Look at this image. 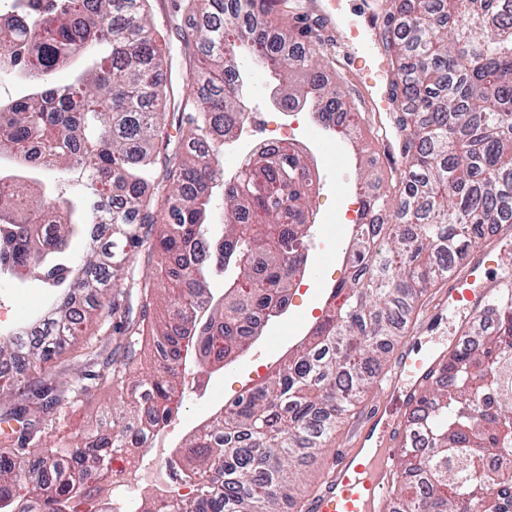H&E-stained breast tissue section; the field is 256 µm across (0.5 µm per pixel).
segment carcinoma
Returning <instances> with one entry per match:
<instances>
[{
	"instance_id": "1",
	"label": "carcinoma",
	"mask_w": 512,
	"mask_h": 512,
	"mask_svg": "<svg viewBox=\"0 0 512 512\" xmlns=\"http://www.w3.org/2000/svg\"><path fill=\"white\" fill-rule=\"evenodd\" d=\"M207 26L182 36V58L206 46L209 71L186 73L190 98L161 83L166 64L147 24L148 0H14L0 21V79L28 84L24 96L0 100V154L14 170L0 172V272L33 276L59 293L42 326L0 332V367L18 355L44 367L87 326H113L122 359L98 361L94 350L69 385L31 388L0 370V512H78L85 489L124 460L133 423L167 420L175 407L182 348L168 353L164 375L143 379L148 398L112 417V434L87 427L98 441L62 448L49 468L26 469L47 427L90 400L99 382L121 388L139 347L179 325L192 360L220 369L243 357L239 344L288 302L293 273L305 272L311 170L297 147L259 151L237 184H224L219 154L246 123L229 92L244 67L288 84L283 105L311 109L339 142L351 140L356 114L322 79L317 52H292L288 34L236 25L266 15L281 0H181ZM381 42L388 59L390 100L404 134L406 170L393 194L363 192L360 220L346 253L350 281L332 289L324 318L310 328L268 381L249 389L204 421L178 449L190 512H282L281 500L301 480L309 451L330 446L344 421L376 383L385 345L401 331L399 316L417 309L428 288L459 268L458 254L485 241L490 224H512V4L496 0H384ZM74 68L72 82L56 72ZM183 112L187 134L171 145L169 110ZM164 151L166 192L145 197V167ZM74 184V192L59 190ZM224 195L225 241L196 256ZM166 230L156 234L163 211ZM107 224L111 239L75 257L68 240ZM162 251L179 269L142 272L138 258ZM231 275L224 299L207 294L211 263ZM170 283L172 317L162 329L150 314L155 280ZM94 291L88 312L74 296ZM139 317L133 318V308ZM498 326L481 348L459 343L413 411L416 430L432 442L429 456L404 445L394 460L392 512H512V474L493 475L484 456L512 451V298L495 302ZM43 492L22 498L26 480Z\"/></svg>"
}]
</instances>
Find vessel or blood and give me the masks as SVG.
I'll use <instances>...</instances> for the list:
<instances>
[{"label":"vessel or blood","mask_w":512,"mask_h":512,"mask_svg":"<svg viewBox=\"0 0 512 512\" xmlns=\"http://www.w3.org/2000/svg\"><path fill=\"white\" fill-rule=\"evenodd\" d=\"M313 7L329 28L344 29L351 57L378 62L375 9L359 11L349 21L340 14L334 0H314ZM479 270L480 261L475 258L453 272L447 291L437 303L438 310L461 307L471 315L481 316L491 310L499 294L512 290V278L506 276L477 286ZM445 356L441 349L422 354L408 350L398 356L384 378L383 402L370 408L347 448L338 453L324 491L309 502L308 512H382L405 418L386 398L395 393L402 396L404 404L415 403Z\"/></svg>","instance_id":"obj_1"}]
</instances>
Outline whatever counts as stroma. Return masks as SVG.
<instances>
[{"mask_svg": "<svg viewBox=\"0 0 512 512\" xmlns=\"http://www.w3.org/2000/svg\"><path fill=\"white\" fill-rule=\"evenodd\" d=\"M294 2L295 9H273L265 15L263 23L272 30L286 28L298 45H320L326 59V74L340 87L347 105L359 115V152L339 156L331 150L313 155L316 188L311 195V208L316 223L307 254L309 274L301 284L291 288L287 312L268 323L260 340L246 357L222 370L208 372L199 390H185L182 405L168 428L171 443L175 446L181 445L192 428L206 419L218 405L233 402L247 388L261 383L264 373L287 356L321 315L329 289L348 281L351 276V269L344 259V249L349 226L355 222L360 209L361 199L354 190L355 183L362 174L371 172L379 176L380 190L388 191L396 184L398 174L403 169L399 162L398 139L392 138L390 131L378 123L375 114L368 112L357 96L353 85L356 70L346 58L348 47L344 36L324 28L319 17L310 11L309 0ZM178 3L179 0H150L149 22L159 46L175 42L179 31H190L192 26L205 22L204 15L199 14L192 22L174 27L173 17ZM243 79L248 86L243 100L254 117L253 123L244 129L245 137L257 141L263 138L265 129L288 128L293 132V142L303 151L310 152V135L316 124L309 110L297 108L288 111L276 104L273 82L263 72L245 71ZM442 292V287L438 286L426 295L422 307L412 313L406 328L388 344L387 361H394L416 335L421 336L424 342L440 347L450 345L461 315L451 310L435 315V304ZM52 301V292L39 281L18 284L1 279L0 328L8 330L18 323L38 319ZM427 317L432 320L431 327L429 331H420L419 325ZM103 338L102 330L98 326H91L86 336L67 345L45 368L26 369L23 374L25 383L61 384L74 379L85 353L90 347L100 344ZM153 349V344L144 345L124 392H117L108 383L99 387L95 395L72 412L65 423L49 429L42 447L36 451L37 456L46 457L48 451L56 449L63 442L80 443L88 422L118 406L121 395L135 394L142 378L161 373V363ZM356 424V419L346 420L337 428L332 448L310 460L288 512H303L306 501L322 488L330 473L336 449L344 447Z\"/></svg>", "mask_w": 512, "mask_h": 512, "instance_id": "stroma-1", "label": "stroma"}]
</instances>
